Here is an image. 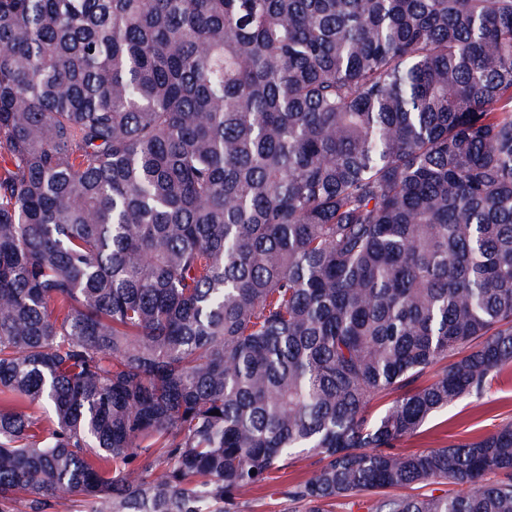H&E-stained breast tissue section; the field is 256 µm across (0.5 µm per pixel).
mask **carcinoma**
Masks as SVG:
<instances>
[{
    "instance_id": "1",
    "label": "carcinoma",
    "mask_w": 512,
    "mask_h": 512,
    "mask_svg": "<svg viewBox=\"0 0 512 512\" xmlns=\"http://www.w3.org/2000/svg\"><path fill=\"white\" fill-rule=\"evenodd\" d=\"M0 161V512H512V0H0ZM512 420V368L491 382L480 398L469 397L429 419L415 435L402 440L405 452L441 448L495 431ZM314 469L313 458H299L288 468V473L278 474L281 476L280 478L269 482L251 495L253 512H284V509L288 507L284 495L288 485L308 478Z\"/></svg>"
}]
</instances>
